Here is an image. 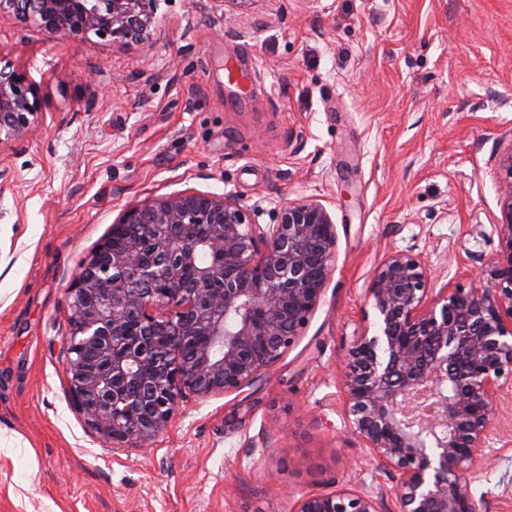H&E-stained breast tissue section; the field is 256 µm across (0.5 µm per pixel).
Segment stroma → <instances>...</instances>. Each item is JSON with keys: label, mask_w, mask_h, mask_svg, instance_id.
I'll return each mask as SVG.
<instances>
[{"label": "stroma", "mask_w": 512, "mask_h": 512, "mask_svg": "<svg viewBox=\"0 0 512 512\" xmlns=\"http://www.w3.org/2000/svg\"><path fill=\"white\" fill-rule=\"evenodd\" d=\"M8 67L34 84L41 129L0 146V512H294L388 485L345 427L336 362L374 327L364 293L386 254L467 288L500 249L512 0H161L126 44L5 13ZM180 191L233 194L259 224L320 199L335 268L265 378L188 399L154 447L115 452L67 393L66 290L124 206ZM505 397L472 486L487 512H512Z\"/></svg>", "instance_id": "obj_1"}]
</instances>
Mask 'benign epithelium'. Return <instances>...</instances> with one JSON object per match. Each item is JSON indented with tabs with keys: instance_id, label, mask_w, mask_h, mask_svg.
<instances>
[{
	"instance_id": "obj_1",
	"label": "benign epithelium",
	"mask_w": 512,
	"mask_h": 512,
	"mask_svg": "<svg viewBox=\"0 0 512 512\" xmlns=\"http://www.w3.org/2000/svg\"><path fill=\"white\" fill-rule=\"evenodd\" d=\"M158 0H0L52 37L140 40ZM41 107L19 71L0 70V146L25 141ZM501 249L480 285L434 288L421 257L388 253L366 288L377 333L345 349L336 382L348 431L392 488L311 494L295 512H486L483 471L512 381V143L502 152ZM337 229L317 199L251 221L231 194L181 191L125 207L67 289L64 372L84 422L112 449L149 448L184 399L232 394L295 344L334 269ZM208 261H201L202 255Z\"/></svg>"
}]
</instances>
